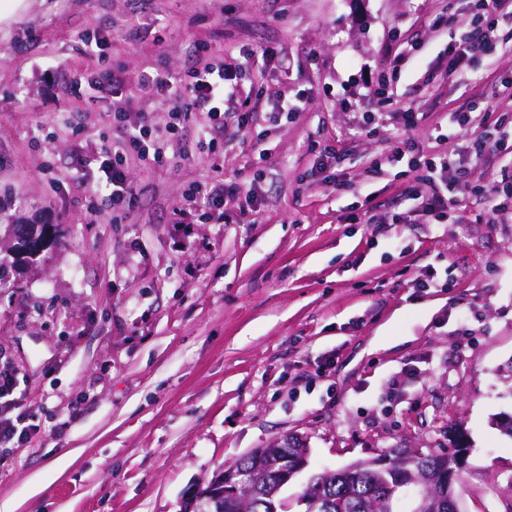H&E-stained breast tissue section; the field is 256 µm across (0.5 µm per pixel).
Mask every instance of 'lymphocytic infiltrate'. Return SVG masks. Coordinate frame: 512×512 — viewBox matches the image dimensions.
Here are the masks:
<instances>
[{"mask_svg":"<svg viewBox=\"0 0 512 512\" xmlns=\"http://www.w3.org/2000/svg\"><path fill=\"white\" fill-rule=\"evenodd\" d=\"M507 0H476L480 19L471 31L465 33L453 49V67L462 69L477 52L488 49L495 39L494 14L501 10ZM282 56L274 48L265 46L242 55L237 69L228 70L220 57L203 58L195 68L185 76L176 78L166 74L146 77L143 87L151 96L167 99H179L183 107L170 113L167 124L168 133L182 130L191 116H203L208 135L207 147L216 150L224 143V126L227 114L226 103L232 102L237 87L238 73L247 69L266 75L284 67ZM125 130L122 140L102 147L95 162L102 177L96 187L97 192L106 194L112 203L115 215H122L126 207L136 197V187L130 170L122 163L126 151H135L139 156L162 163L164 151L159 138L154 133L155 124L149 112H119L115 115ZM450 156L443 155L425 163V173L420 176L417 186L410 192L421 199L422 210L434 221H442L448 216L453 205L449 194L452 185L460 183ZM203 199L212 208H223L225 200L235 199L246 207L258 203L256 183L237 181L222 184L198 183L188 193V201ZM15 372L7 366H0V447L19 444L29 438L36 426L29 411L13 396Z\"/></svg>","mask_w":512,"mask_h":512,"instance_id":"lymphocytic-infiltrate-1","label":"lymphocytic infiltrate"}]
</instances>
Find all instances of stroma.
I'll return each mask as SVG.
<instances>
[{
	"label": "stroma",
	"instance_id": "35a3bbf8",
	"mask_svg": "<svg viewBox=\"0 0 512 512\" xmlns=\"http://www.w3.org/2000/svg\"><path fill=\"white\" fill-rule=\"evenodd\" d=\"M472 18L469 0H30L0 27V366L39 426L0 452V512H182L188 490L287 435L310 450L292 499L310 474L391 448L451 453L452 421L472 448L465 512H505L512 205L488 217L465 185L447 223H427L409 192L419 170L389 159L408 138L482 185L512 179L506 149L470 161L490 124L512 144V5L496 50L450 72ZM200 44L228 68L262 46L287 64L240 74L231 109L254 121L228 122L219 154L197 148L192 120L164 136V164L128 156L137 198L121 223L101 198L87 213L71 178L98 179L92 157L124 136L113 113L164 128L178 103L142 80L190 71ZM111 65L118 94H71ZM280 95L308 102L278 124ZM408 107L426 115L409 133L394 117ZM327 147L340 162L322 171ZM230 180L258 181V212L188 208L191 184ZM25 224L54 225L55 242L20 266ZM430 273L443 287L418 291Z\"/></svg>",
	"mask_w": 512,
	"mask_h": 512
}]
</instances>
